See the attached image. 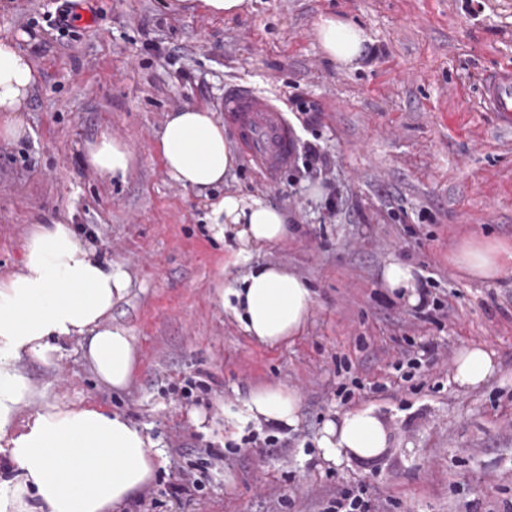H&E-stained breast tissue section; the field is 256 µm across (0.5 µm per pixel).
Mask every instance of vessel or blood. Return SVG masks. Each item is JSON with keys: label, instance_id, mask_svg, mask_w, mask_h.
<instances>
[{"label": "vessel or blood", "instance_id": "obj_1", "mask_svg": "<svg viewBox=\"0 0 512 512\" xmlns=\"http://www.w3.org/2000/svg\"><path fill=\"white\" fill-rule=\"evenodd\" d=\"M480 97L499 125L512 128V66L488 72ZM223 112L225 124L237 134L244 161L259 169L268 182H276L298 152L297 134L284 110L249 88L232 87L224 92Z\"/></svg>", "mask_w": 512, "mask_h": 512}]
</instances>
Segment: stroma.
I'll list each match as a JSON object with an SVG mask.
<instances>
[{
    "mask_svg": "<svg viewBox=\"0 0 512 512\" xmlns=\"http://www.w3.org/2000/svg\"><path fill=\"white\" fill-rule=\"evenodd\" d=\"M171 2L94 0L95 21L62 36L45 21L51 0H0V35L31 50L39 75L25 134L0 138V278L18 270L32 226L63 214L129 279L110 319L134 338L126 388L96 379L78 339L50 362L21 363L49 398L120 414L152 440L154 477L117 512H323L360 486L370 512H512V262L489 282L452 262L470 239L512 246V131L479 95L487 71L512 64V0H249L231 18ZM323 14L364 28L375 55L357 69L326 58ZM231 84L317 103L303 137L328 165L288 168L273 184L240 162L207 190L174 182L158 150L168 115L204 107L223 120ZM104 133L136 156L125 176L82 162ZM223 195L283 210L287 238L215 239L207 203ZM393 260L431 277L445 316L427 318L384 287ZM270 264L314 299L303 330L276 347L249 336L221 298ZM428 341L404 380L400 352ZM472 344L497 368L464 391L454 361ZM340 359L349 371H337ZM263 387L297 394L293 426L247 417ZM362 407L384 420L386 452L324 462V422ZM268 435L279 450L265 447ZM207 448L223 452V472L200 471L190 499L169 496Z\"/></svg>",
    "mask_w": 512,
    "mask_h": 512,
    "instance_id": "stroma-1",
    "label": "stroma"
}]
</instances>
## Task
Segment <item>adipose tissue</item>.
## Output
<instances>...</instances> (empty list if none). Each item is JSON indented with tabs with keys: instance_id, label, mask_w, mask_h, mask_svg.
Instances as JSON below:
<instances>
[{
	"instance_id": "adipose-tissue-1",
	"label": "adipose tissue",
	"mask_w": 512,
	"mask_h": 512,
	"mask_svg": "<svg viewBox=\"0 0 512 512\" xmlns=\"http://www.w3.org/2000/svg\"><path fill=\"white\" fill-rule=\"evenodd\" d=\"M320 50L343 67H357L366 56L369 37L357 24L319 17ZM37 83L27 52L0 38V112L9 120L0 135L13 138L24 129L19 112ZM160 153L170 177L192 189L223 182L236 157L210 110L187 107L171 114L160 136ZM87 160L101 176L126 174L133 153L126 143L104 134L89 144ZM208 218L215 237L234 231L241 242L271 243L288 233L282 210L257 196L227 195L211 202ZM512 251L501 243L469 240L454 264L471 277L492 280ZM128 277L120 265L103 263L70 224L57 220L37 225L23 246L18 271L0 280V441L9 449L18 480L0 500V512H20L25 497L35 498L38 512H113L155 469L149 437L126 418L99 408H73L37 392L19 368L25 358L51 360L61 342L86 340V358L97 379L125 388L135 372L133 338L121 325H108L113 305L123 299ZM234 311L245 331L276 346L296 336L312 310L306 283L268 265L253 270L233 289ZM491 352L462 348L454 363V383L475 388L495 372ZM37 409L25 425L17 410ZM255 420L294 425L297 399L281 389H259L246 404ZM388 434L374 409L347 412L326 421L318 448L324 460H369L386 448Z\"/></svg>"
}]
</instances>
